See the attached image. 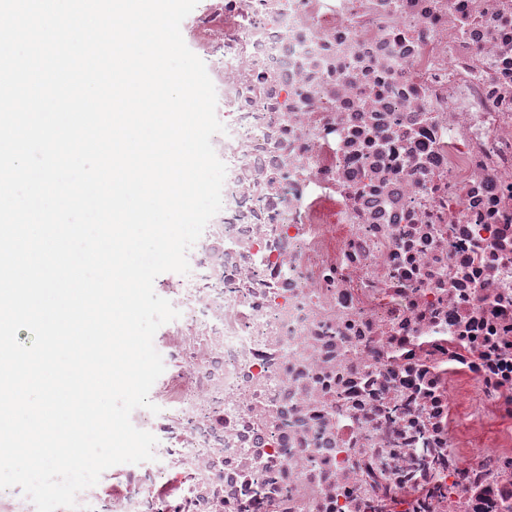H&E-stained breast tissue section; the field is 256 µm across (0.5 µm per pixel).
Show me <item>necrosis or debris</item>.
<instances>
[{
	"mask_svg": "<svg viewBox=\"0 0 512 512\" xmlns=\"http://www.w3.org/2000/svg\"><path fill=\"white\" fill-rule=\"evenodd\" d=\"M223 206L92 512H512V0H208Z\"/></svg>",
	"mask_w": 512,
	"mask_h": 512,
	"instance_id": "necrosis-or-debris-1",
	"label": "necrosis or debris"
}]
</instances>
